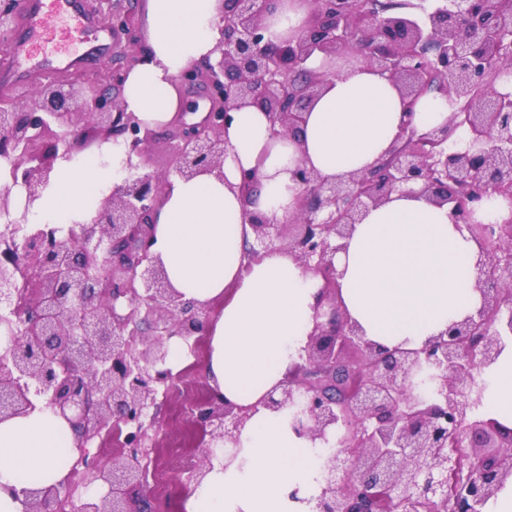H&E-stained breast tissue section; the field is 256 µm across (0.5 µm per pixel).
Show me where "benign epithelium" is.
<instances>
[{"label": "benign epithelium", "instance_id": "benign-epithelium-1", "mask_svg": "<svg viewBox=\"0 0 512 512\" xmlns=\"http://www.w3.org/2000/svg\"><path fill=\"white\" fill-rule=\"evenodd\" d=\"M20 0H0V36L14 31ZM281 0H221L223 38L216 61L205 58L187 75L203 76L217 107L196 125L170 136L175 175H223L231 112L255 106L286 135L297 134L301 114L336 75L339 64L366 65L398 87L408 111L423 95L443 93L448 124L420 133L411 123L388 156L371 169L329 181L303 163L293 177L301 188L289 225L245 212L257 247L291 253L322 276L315 322L272 411L298 403L295 428L327 440L344 423L355 439L327 457L313 512H379L370 489L385 490L393 512H417L413 502H448V512L480 507L512 477V429L476 410L481 372L512 341V216L482 223L476 209L493 196L512 204V91L496 86L512 76V0H419L412 11L385 16L378 0H307L300 32L279 42L265 37L264 20ZM320 55V70L308 67ZM123 78L82 92L48 84L22 102L0 108V299L9 301L17 279L29 289L22 330L0 318V421L42 405L81 429L88 440L102 430L127 429L129 447L96 468L108 485L74 512H134L129 489L143 485L145 418L166 368L170 340L203 331L210 309L184 301L171 288L152 247L155 215L169 176L127 179L102 201L89 224L65 237L41 224L23 230L12 218L13 191L25 194L24 211L48 187L59 158L88 142L123 139L129 168L146 166L154 131L123 111ZM411 184L438 206H448L478 247L476 313L416 349L381 348L351 323L337 297L334 265L342 240L372 208ZM257 171H242L238 189L258 188ZM250 413L224 404L214 392L198 405L196 422L211 440L237 446ZM468 449L473 467L461 469L448 438ZM456 489L448 494V473ZM66 483L24 490V512H50Z\"/></svg>", "mask_w": 512, "mask_h": 512}]
</instances>
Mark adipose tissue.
<instances>
[{
	"instance_id": "1",
	"label": "adipose tissue",
	"mask_w": 512,
	"mask_h": 512,
	"mask_svg": "<svg viewBox=\"0 0 512 512\" xmlns=\"http://www.w3.org/2000/svg\"><path fill=\"white\" fill-rule=\"evenodd\" d=\"M144 57L131 67L121 106L149 129L188 112L180 74L212 56L220 41L219 0H142ZM448 102L423 96L406 116L399 90L368 67L337 71L303 114L297 135L277 133L268 116L245 106L224 132L229 151L222 176L173 178L156 218L154 253L183 299L220 304L205 325L209 352L203 372L226 403L249 409L235 453L214 455L188 494L186 512H310L322 481L323 441L300 435L290 409L263 407L307 345L323 284L283 250L247 261L251 210L271 223L296 215V162L332 180L386 157L411 119L425 132L448 121ZM257 170L250 197L240 173ZM129 172L126 149L106 141L89 154L58 160L55 175L28 220L70 227L90 222ZM476 246L451 221L448 209L424 197L395 193L370 209L336 255L338 297L363 335L385 348H417L481 305ZM484 408L512 428V347L485 370ZM74 429L50 410L0 421V512H23L21 490L64 482L76 461Z\"/></svg>"
}]
</instances>
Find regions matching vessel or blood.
Masks as SVG:
<instances>
[{"instance_id": "obj_1", "label": "vessel or blood", "mask_w": 512, "mask_h": 512, "mask_svg": "<svg viewBox=\"0 0 512 512\" xmlns=\"http://www.w3.org/2000/svg\"><path fill=\"white\" fill-rule=\"evenodd\" d=\"M17 26L22 36L7 48L12 63L0 71L5 91L72 74L112 45L111 24L89 0H22Z\"/></svg>"}]
</instances>
